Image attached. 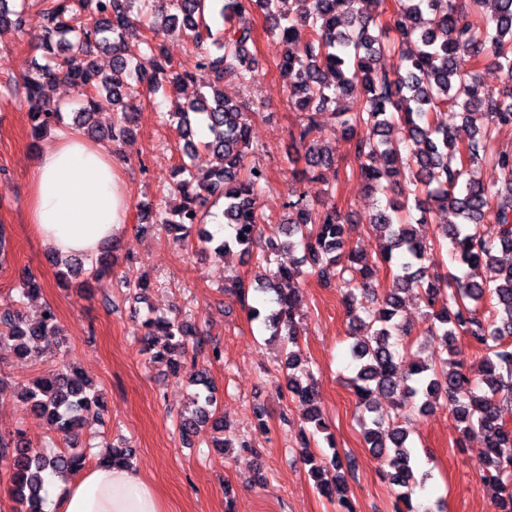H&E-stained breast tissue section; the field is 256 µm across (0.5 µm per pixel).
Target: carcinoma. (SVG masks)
I'll list each match as a JSON object with an SVG mask.
<instances>
[{"label": "carcinoma", "instance_id": "obj_1", "mask_svg": "<svg viewBox=\"0 0 512 512\" xmlns=\"http://www.w3.org/2000/svg\"><path fill=\"white\" fill-rule=\"evenodd\" d=\"M0 27H25V4L18 10L3 9ZM215 0H54L44 14L39 35L42 61L32 63L26 81L31 135L34 138L62 119L51 91L67 84L81 97L77 126L100 141L115 146L133 138L135 113L127 102L134 86L155 91L167 82L172 90L201 82L208 94L189 102L175 113L184 141L183 153L195 158L206 152L217 164L196 171L182 164L172 174L170 190L181 199L159 222L174 240L183 242L195 224L204 223L209 209L223 201L224 238L215 242L219 258L240 249L256 254L263 264L256 279H232L233 294L242 302L253 291L273 294L275 307L262 318L270 336L285 349L288 390L306 406L304 419L314 431L300 429L307 448L314 433L328 425L315 399L312 372L297 375L302 358L300 330L294 303L309 265L324 288L342 291L347 312L366 330V338L350 347L356 374L352 387L361 414L364 441L382 465V477L404 489L398 495L407 512L417 480L414 447L410 439L412 416L428 412L442 400L463 424L465 436L478 434L485 444L486 476L501 505L512 512V262L499 255L512 254V151L496 142L512 129V87L495 91L486 87L478 69L496 66L512 82V0H397L386 25L378 15L354 7L355 0H297L301 11L292 16L279 9L280 0H220L222 34L214 39L206 15ZM260 10L270 21L269 35L279 40L277 69L286 83L288 103L309 113L336 105L334 133L352 144L359 176L384 195L370 221L373 232L386 240L384 261L395 262L391 285L382 294L372 284L373 268L359 251L347 246V219L336 204L319 210L305 193L288 198L284 223L274 236L261 241L260 193L267 176L263 168L247 163L250 146V114L226 99L224 81L243 84L258 60L248 43L251 27L241 19ZM152 32L139 39L142 52H130L129 39L138 26ZM177 29L197 45L213 39L215 51L202 55L192 70L175 66L164 54L160 38ZM395 37L387 39V33ZM112 53V68L105 74L90 58L91 49ZM398 51L401 66L388 73L377 69L388 49ZM361 75L362 97L344 105L350 96L351 75ZM446 107L461 116L469 128L457 130L439 122L437 112ZM103 108L116 112L112 126L92 122ZM486 117L477 125L473 116ZM202 126L210 139H195ZM312 122L299 126L293 142L304 151L307 170L332 165L310 138ZM457 160L448 165V156ZM490 164L502 175V184H488L477 177L479 166ZM426 196L421 200L420 196ZM447 211L457 222L440 225L441 238L449 243L453 270L430 272L435 265L434 245L417 234L416 227L429 223L434 211ZM260 252H254V248ZM301 250L291 267L273 265L271 255L280 249ZM417 291L430 322L429 335L440 345L437 356L452 350L455 337H468L479 354L469 365L460 359H422L402 368L401 348L411 328L402 315L401 294ZM144 338L162 336L168 352L188 353V337L197 329L163 313L151 312L143 321ZM61 330L54 310L46 308L42 319L29 324L7 304L0 308V351L25 355L34 347L58 341ZM195 410L181 420L180 434L189 440L202 423L226 430L215 418L214 398L207 378L196 382ZM375 391L393 399L395 416L380 413L371 400ZM26 402L47 415L54 434L64 443L93 416L104 422L102 398L90 395L82 377L68 358L55 372L35 379L23 389ZM0 459L9 463L12 491L21 512H44V473L73 474L85 456L75 448L47 452L32 448L21 431L0 434ZM343 463L335 459V474L315 467L310 475L318 490L337 498L341 512H355L345 496Z\"/></svg>", "mask_w": 512, "mask_h": 512}]
</instances>
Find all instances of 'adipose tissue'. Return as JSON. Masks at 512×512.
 <instances>
[{
	"instance_id": "1",
	"label": "adipose tissue",
	"mask_w": 512,
	"mask_h": 512,
	"mask_svg": "<svg viewBox=\"0 0 512 512\" xmlns=\"http://www.w3.org/2000/svg\"><path fill=\"white\" fill-rule=\"evenodd\" d=\"M28 222L60 258L91 256L129 221L124 169L110 146L77 129L41 152L28 185ZM45 512H164L154 487L127 466L102 464L76 480L48 476Z\"/></svg>"
}]
</instances>
